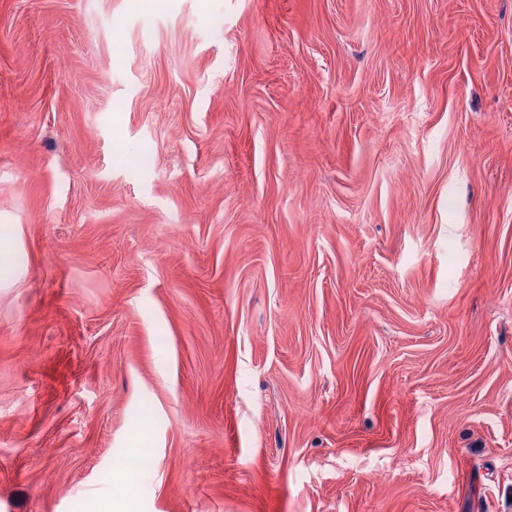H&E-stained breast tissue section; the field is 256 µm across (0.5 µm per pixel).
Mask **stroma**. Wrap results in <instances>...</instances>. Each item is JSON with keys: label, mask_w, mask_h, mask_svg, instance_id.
Masks as SVG:
<instances>
[{"label": "stroma", "mask_w": 512, "mask_h": 512, "mask_svg": "<svg viewBox=\"0 0 512 512\" xmlns=\"http://www.w3.org/2000/svg\"><path fill=\"white\" fill-rule=\"evenodd\" d=\"M0 512H512V0H0Z\"/></svg>", "instance_id": "1"}]
</instances>
